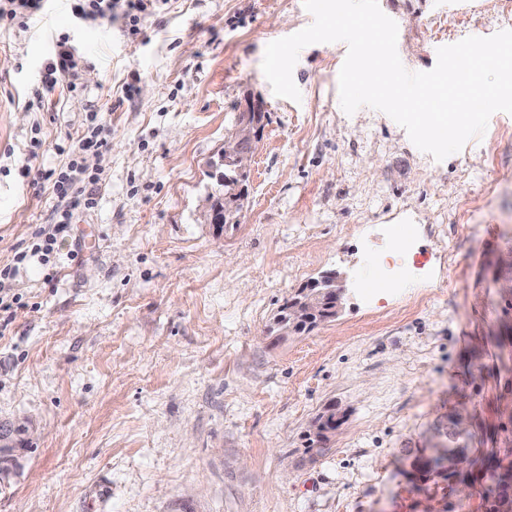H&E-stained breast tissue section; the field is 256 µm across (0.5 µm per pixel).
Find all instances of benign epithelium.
<instances>
[{
	"mask_svg": "<svg viewBox=\"0 0 512 512\" xmlns=\"http://www.w3.org/2000/svg\"><path fill=\"white\" fill-rule=\"evenodd\" d=\"M263 109L264 102L260 97L246 96L239 107L241 122L224 145L223 163L243 180L250 174L256 144L261 140L267 121V113ZM345 294V278L335 271L304 284L288 302V319L282 334L308 333L336 318L342 310ZM342 420L343 412L332 406L328 413L311 424L310 434L321 439L335 432L334 424Z\"/></svg>",
	"mask_w": 512,
	"mask_h": 512,
	"instance_id": "1",
	"label": "benign epithelium"
}]
</instances>
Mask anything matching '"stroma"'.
Here are the masks:
<instances>
[{
    "label": "stroma",
    "instance_id": "35a3bbf8",
    "mask_svg": "<svg viewBox=\"0 0 512 512\" xmlns=\"http://www.w3.org/2000/svg\"><path fill=\"white\" fill-rule=\"evenodd\" d=\"M378 3L411 71L512 29V0ZM312 22L303 0H161L132 37L46 0L0 25V266L66 210L37 174L66 167L87 112L109 142L95 208L6 283L0 423L26 449L0 512H491L512 460V115L435 160L386 113L341 109L342 42L301 50L300 101L274 95L266 45ZM59 36L77 88L46 96ZM249 94L268 121L221 229L204 208ZM329 271L341 314L271 335ZM332 405L342 425L307 451ZM437 448L466 469L424 467Z\"/></svg>",
    "mask_w": 512,
    "mask_h": 512
}]
</instances>
